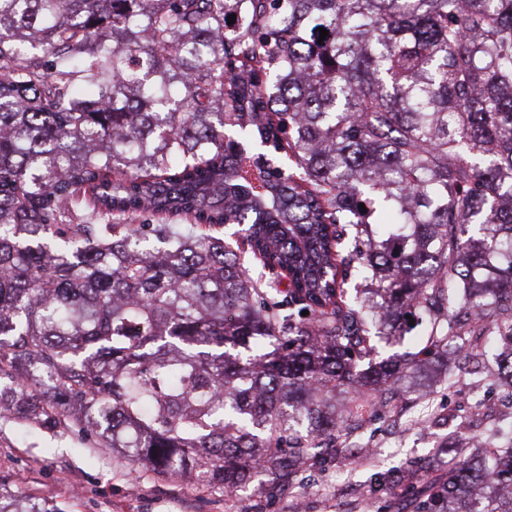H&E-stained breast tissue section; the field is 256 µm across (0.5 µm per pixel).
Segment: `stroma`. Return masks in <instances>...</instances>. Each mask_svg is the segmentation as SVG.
I'll list each match as a JSON object with an SVG mask.
<instances>
[{"label":"stroma","mask_w":512,"mask_h":512,"mask_svg":"<svg viewBox=\"0 0 512 512\" xmlns=\"http://www.w3.org/2000/svg\"><path fill=\"white\" fill-rule=\"evenodd\" d=\"M483 394L496 399L498 413L512 411V400L494 378L464 394L439 386L432 394L438 422L414 427L397 413L370 420L362 444L371 448V456L347 466L331 460L302 472L290 485L258 477L232 496L197 480L119 465L111 452L96 447L92 432L0 418V484L34 501L56 504L63 512H365L368 504L394 499L397 488L389 468L402 466L431 477L440 466L442 437L459 429L464 443L473 444L482 425L471 419L468 405ZM344 466L349 476L341 475Z\"/></svg>","instance_id":"obj_1"}]
</instances>
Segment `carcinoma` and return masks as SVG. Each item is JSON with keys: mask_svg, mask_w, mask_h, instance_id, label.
Masks as SVG:
<instances>
[{"mask_svg": "<svg viewBox=\"0 0 512 512\" xmlns=\"http://www.w3.org/2000/svg\"><path fill=\"white\" fill-rule=\"evenodd\" d=\"M450 354L512 396V0H0V417L231 496ZM487 435L408 512H512Z\"/></svg>", "mask_w": 512, "mask_h": 512, "instance_id": "obj_1", "label": "carcinoma"}]
</instances>
